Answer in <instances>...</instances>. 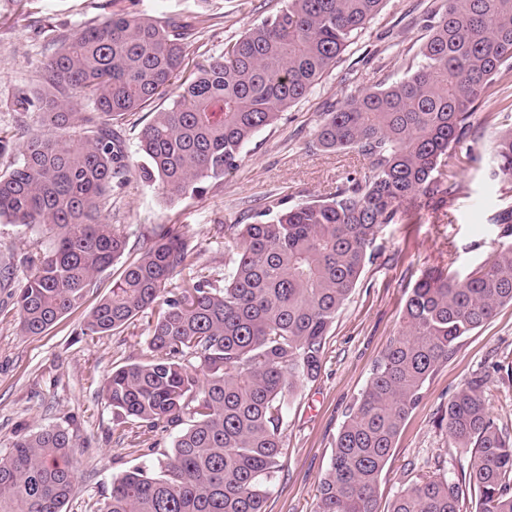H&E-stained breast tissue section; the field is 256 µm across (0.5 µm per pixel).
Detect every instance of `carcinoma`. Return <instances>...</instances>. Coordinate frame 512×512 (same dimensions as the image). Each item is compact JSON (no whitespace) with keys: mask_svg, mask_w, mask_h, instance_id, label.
<instances>
[{"mask_svg":"<svg viewBox=\"0 0 512 512\" xmlns=\"http://www.w3.org/2000/svg\"><path fill=\"white\" fill-rule=\"evenodd\" d=\"M383 3L283 0L187 76L186 32L174 18L114 13L68 35L41 29L55 49L39 62L40 89L13 106L38 111L42 130L0 172V221L51 233L44 251L0 262L1 286L25 270L19 330L49 332L124 254L126 238L103 222L101 207L130 169L114 129L125 116L169 99L140 132L138 171L170 202L200 193L233 173L256 134L318 85ZM425 28L404 77L349 95L317 127L320 147L367 157L369 177H345L328 199H278L228 225L222 288L191 267L190 238L158 224L91 309L85 336L155 311L145 360L113 370L103 398L135 428L133 447L179 429L170 461L113 476L98 512H267L286 391L319 377L336 314L383 228L447 206L470 159L471 105L512 77V0H443ZM485 121L495 129L491 174L512 181V109ZM497 224L511 242L490 260L463 278L426 272L411 289L402 330L373 362L336 436L314 512H378L379 481L427 381L462 337L512 305V206ZM486 382L473 376L443 414L448 446L469 456L468 475L405 488L389 512H462L467 501L473 512H512V434L490 413ZM80 447L61 425L17 435L0 451V512H64Z\"/></svg>","mask_w":512,"mask_h":512,"instance_id":"cac0c4a2","label":"carcinoma"}]
</instances>
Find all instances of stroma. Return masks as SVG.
I'll list each match as a JSON object with an SVG mask.
<instances>
[{"label": "stroma", "instance_id": "35a3bbf8", "mask_svg": "<svg viewBox=\"0 0 512 512\" xmlns=\"http://www.w3.org/2000/svg\"><path fill=\"white\" fill-rule=\"evenodd\" d=\"M279 0H0V131L24 138L39 129L37 113L18 112L19 90L33 91L38 64L52 48L37 30L59 33L113 12L152 18L178 15L195 25L188 40L185 72L219 56L226 40L260 23ZM441 0H385L381 11L324 79L275 125L260 131L244 148L239 168L203 193L168 201L137 173L112 189L102 210L118 225L127 248L123 261L100 274L83 308L61 319L47 334L28 336L17 327L14 302L24 288L17 276L0 288V450L17 434L61 425L83 442L75 489L65 512H95L108 496L113 475L141 464L167 461L174 431L156 436L155 448L130 447L129 427L117 424L101 394L113 368L142 360L147 350L150 314H142L114 335L85 336L81 325L89 308L107 295L123 269L137 257L158 224H176L196 247L194 267L205 269L216 285L224 283V227L246 212L265 210L271 201L294 202L330 197L347 175L370 176V164L357 150H323L315 129L324 112L347 96L372 90L406 73L407 53L427 36L423 19ZM491 93L475 110L467 145L472 160L446 210L420 213L380 233L349 299L336 316L316 381L298 384L283 426L285 454L267 502V512H314L317 489L326 473L336 435L349 407L364 389L374 359L403 327L402 311L410 289L428 271L452 269L465 276L490 259L502 238L498 213L512 206V181L491 177L488 167L494 131L485 112L506 107ZM47 235L0 222V259H22L46 245ZM487 373L483 395L498 425L512 434V305L494 320L463 337L456 356L427 383L406 420L382 474L380 507L402 489L449 471L466 472L468 458L448 445L437 419L449 398L474 374Z\"/></svg>", "mask_w": 512, "mask_h": 512}]
</instances>
